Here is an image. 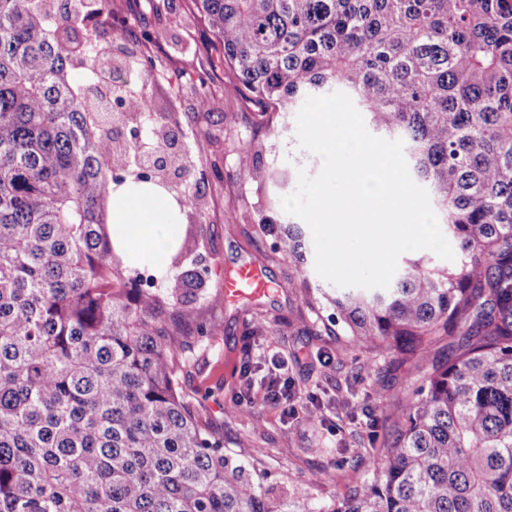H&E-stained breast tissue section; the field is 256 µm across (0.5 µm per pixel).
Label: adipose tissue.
Segmentation results:
<instances>
[{"instance_id":"ef3b65f1","label":"adipose tissue","mask_w":512,"mask_h":512,"mask_svg":"<svg viewBox=\"0 0 512 512\" xmlns=\"http://www.w3.org/2000/svg\"><path fill=\"white\" fill-rule=\"evenodd\" d=\"M109 206L107 233L124 263L141 264L176 245L180 206L174 192L126 182L113 186Z\"/></svg>"}]
</instances>
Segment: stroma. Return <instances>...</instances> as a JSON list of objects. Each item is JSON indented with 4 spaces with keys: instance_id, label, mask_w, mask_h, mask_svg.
<instances>
[{
    "instance_id": "1",
    "label": "stroma",
    "mask_w": 512,
    "mask_h": 512,
    "mask_svg": "<svg viewBox=\"0 0 512 512\" xmlns=\"http://www.w3.org/2000/svg\"><path fill=\"white\" fill-rule=\"evenodd\" d=\"M97 2L98 13L76 27V37L100 44L109 40L110 25L131 29L122 47L151 57L152 109L169 118L172 144L189 159L184 181L201 195L180 213L185 249L177 264L195 269L206 288L189 302L194 321L176 313L169 322L178 388L225 447L256 453L268 486L286 477L308 490L316 510L330 505L372 479L371 449L382 447L394 413L414 400L433 361L450 357L455 341H435L427 357L408 360L353 345L319 297L331 285L315 271L310 229L302 231V263L274 250L293 220L281 199L295 191L298 168L313 176L322 165L298 148L294 117L272 129L257 126L233 75L216 64L220 42L186 15V0H167L158 11L152 0ZM202 81L215 90L218 109L198 107L191 89ZM249 140L263 145L275 181L258 183L240 172L238 146ZM245 263L258 268L268 291L225 301V276ZM199 323L210 326L209 335L197 334ZM272 353L288 361L296 408L289 415L262 400L269 375L260 358ZM312 403L319 407L315 420L306 416Z\"/></svg>"
}]
</instances>
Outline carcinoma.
Instances as JSON below:
<instances>
[{
  "label": "carcinoma",
  "mask_w": 512,
  "mask_h": 512,
  "mask_svg": "<svg viewBox=\"0 0 512 512\" xmlns=\"http://www.w3.org/2000/svg\"><path fill=\"white\" fill-rule=\"evenodd\" d=\"M260 117L342 91L403 140L415 180L465 259L414 260L387 289L322 297L356 346L428 352L457 338L374 449L378 474L315 511L201 424L178 390L163 287L125 275L106 232L114 171L168 125L142 87L104 130L73 73L96 54L43 0H0V512H512V0H191ZM264 180L257 154L239 158ZM193 196L153 173L133 176ZM288 225L275 250L302 257Z\"/></svg>",
  "instance_id": "carcinoma-1"
}]
</instances>
